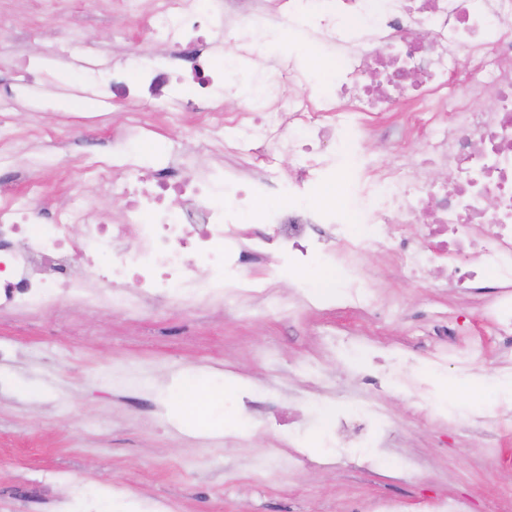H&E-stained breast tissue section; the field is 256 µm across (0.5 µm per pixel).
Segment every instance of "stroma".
<instances>
[{"mask_svg":"<svg viewBox=\"0 0 512 512\" xmlns=\"http://www.w3.org/2000/svg\"><path fill=\"white\" fill-rule=\"evenodd\" d=\"M150 8V0H134L121 15L113 0H100L97 10L85 13L77 0H61L58 13L49 14L33 0H0V14L14 21L0 33V85L15 89L13 97L0 99V130L21 139L19 149L0 152V182L21 199L30 182H39L37 206L44 214L102 208L120 217L124 200L98 195L92 178L131 108L86 97L85 66L159 53L142 23ZM24 54L43 58L35 82L23 81L13 65ZM284 54L306 66L317 63V83L329 87L324 51L300 34L266 43L259 65L226 72L236 92L224 99V110L240 104L263 67ZM141 119L153 145L129 159L139 166L154 167L185 148L205 159L224 156L223 144L200 132L194 113L154 108ZM363 265L385 298L399 302L371 326L336 308L264 314L256 299L236 311H186L157 301L109 314L76 303L1 310L0 343L15 353L0 363V512H159L165 502L169 512H365L379 495L401 499L406 512H420L421 503L435 497L466 501L470 512H496L500 494L512 492V429L490 438L476 421L512 410L511 397L487 399L480 388L495 362L512 357V341L493 344L469 375L451 369L431 376L430 404L447 422L415 417L410 389L397 384L377 396L363 383L368 355L405 351L425 360L443 341L434 321L440 310L455 324L445 341L464 349L481 332L477 300L406 278L375 253ZM328 319L354 329L363 356L320 353L315 332ZM117 368L169 388L170 398L113 390ZM191 375L210 392L196 416L187 411L195 397L186 385ZM317 384L337 408H387L396 432L374 465L354 448L332 457ZM256 388L269 391L272 404L255 408V416L271 417L277 408L309 415L302 437L309 463L264 482L253 479V461L288 450L276 427L247 431L238 420V396ZM492 441L498 444L494 457Z\"/></svg>","mask_w":512,"mask_h":512,"instance_id":"stroma-1","label":"stroma"}]
</instances>
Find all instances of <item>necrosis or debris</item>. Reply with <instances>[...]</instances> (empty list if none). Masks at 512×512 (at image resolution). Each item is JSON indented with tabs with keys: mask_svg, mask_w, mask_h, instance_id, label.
<instances>
[{
	"mask_svg": "<svg viewBox=\"0 0 512 512\" xmlns=\"http://www.w3.org/2000/svg\"><path fill=\"white\" fill-rule=\"evenodd\" d=\"M236 2L154 0L165 52L112 67L104 81L90 66V95L216 111L225 69L257 59L259 35L285 34L298 18L333 55V91H311L313 75L283 56L273 84L258 83L224 115L235 166L181 162L141 179L101 156L99 189L126 201L117 224L91 210L44 224L36 205L0 197V310L259 299L280 315L327 301L373 314L384 302L361 263L376 250L413 278L447 266L453 287L480 298L484 334L461 353L430 356L433 369L470 370L490 344L512 337V0H249L243 10ZM482 98L489 110L477 108ZM403 105L411 122L398 134L416 138L413 154L373 166L358 149V116ZM283 155L293 161L285 175L275 171ZM439 166L452 169L451 182L406 175ZM73 256L81 273L57 277ZM256 262L266 274L253 271ZM317 264L328 277L296 302L273 291L281 269Z\"/></svg>",
	"mask_w": 512,
	"mask_h": 512,
	"instance_id": "1",
	"label": "necrosis or debris"
}]
</instances>
